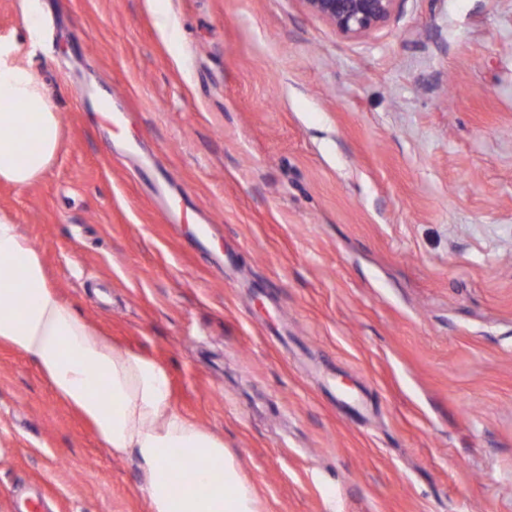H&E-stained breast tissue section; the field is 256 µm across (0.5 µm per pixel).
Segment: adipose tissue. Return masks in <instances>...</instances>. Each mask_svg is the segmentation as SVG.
I'll list each match as a JSON object with an SVG mask.
<instances>
[{
	"label": "adipose tissue",
	"instance_id": "1",
	"mask_svg": "<svg viewBox=\"0 0 512 512\" xmlns=\"http://www.w3.org/2000/svg\"><path fill=\"white\" fill-rule=\"evenodd\" d=\"M62 120L42 77L0 44V181L34 183L60 149ZM0 343L34 361L102 443L131 454L151 512H258L250 484L221 439L172 404L160 364L113 344L79 318L50 283L40 253L0 213ZM189 475L170 480L173 453Z\"/></svg>",
	"mask_w": 512,
	"mask_h": 512
}]
</instances>
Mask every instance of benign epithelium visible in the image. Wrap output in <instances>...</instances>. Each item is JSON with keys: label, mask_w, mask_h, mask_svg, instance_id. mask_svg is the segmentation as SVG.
I'll list each match as a JSON object with an SVG mask.
<instances>
[{"label": "benign epithelium", "mask_w": 512, "mask_h": 512, "mask_svg": "<svg viewBox=\"0 0 512 512\" xmlns=\"http://www.w3.org/2000/svg\"><path fill=\"white\" fill-rule=\"evenodd\" d=\"M308 10L347 37H360L385 23L398 0H304Z\"/></svg>", "instance_id": "benign-epithelium-1"}]
</instances>
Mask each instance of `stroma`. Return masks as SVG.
Listing matches in <instances>:
<instances>
[{
	"mask_svg": "<svg viewBox=\"0 0 512 512\" xmlns=\"http://www.w3.org/2000/svg\"><path fill=\"white\" fill-rule=\"evenodd\" d=\"M30 5L0 43L62 146L0 211L262 512H512V0H398L355 38L303 0ZM139 484L0 345V512H151Z\"/></svg>",
	"mask_w": 512,
	"mask_h": 512,
	"instance_id": "35a3bbf8",
	"label": "stroma"
}]
</instances>
